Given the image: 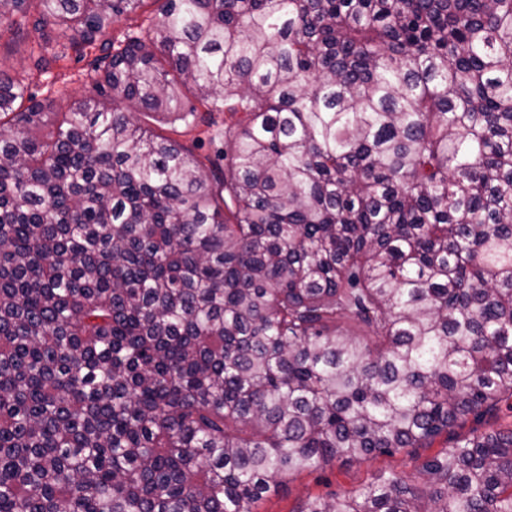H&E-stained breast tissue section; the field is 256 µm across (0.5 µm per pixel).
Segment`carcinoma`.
I'll return each instance as SVG.
<instances>
[{
  "label": "carcinoma",
  "mask_w": 512,
  "mask_h": 512,
  "mask_svg": "<svg viewBox=\"0 0 512 512\" xmlns=\"http://www.w3.org/2000/svg\"><path fill=\"white\" fill-rule=\"evenodd\" d=\"M49 25L97 97L0 69V512H254L512 410V0H0ZM419 473L300 512H512V428ZM136 115L143 124L152 127L158 133L164 136L178 140L181 144L188 148L194 149V152L197 155L199 154L204 156L206 154H211L213 156V150L208 145L206 139V127L199 126L192 129H186L184 125L176 123L174 127L178 132H175L171 130L173 126H171L170 124H161L156 122L154 116L150 114L137 113ZM199 139H202L204 141V145L202 148L199 147Z\"/></svg>",
  "instance_id": "carcinoma-1"
}]
</instances>
